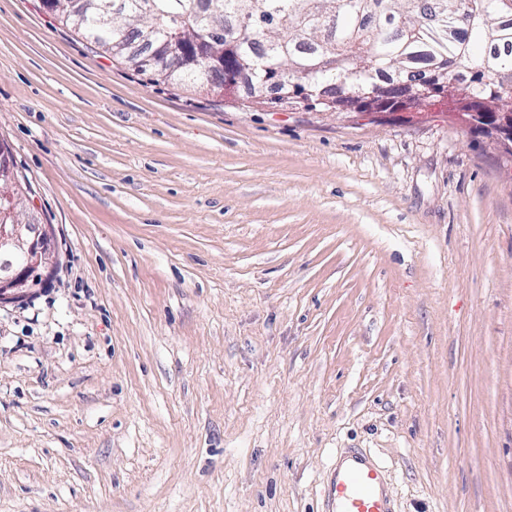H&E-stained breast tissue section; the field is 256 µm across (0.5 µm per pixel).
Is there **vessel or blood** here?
<instances>
[{"label": "vessel or blood", "mask_w": 512, "mask_h": 512, "mask_svg": "<svg viewBox=\"0 0 512 512\" xmlns=\"http://www.w3.org/2000/svg\"><path fill=\"white\" fill-rule=\"evenodd\" d=\"M326 512H395L385 471L367 453L349 448L325 489Z\"/></svg>", "instance_id": "obj_1"}]
</instances>
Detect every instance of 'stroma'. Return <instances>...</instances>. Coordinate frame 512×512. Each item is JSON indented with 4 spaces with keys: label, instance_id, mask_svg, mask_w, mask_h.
<instances>
[{
    "label": "stroma",
    "instance_id": "stroma-1",
    "mask_svg": "<svg viewBox=\"0 0 512 512\" xmlns=\"http://www.w3.org/2000/svg\"><path fill=\"white\" fill-rule=\"evenodd\" d=\"M0 141L51 225L0 306V512H512V155L439 99L243 106L0 0ZM325 512H395L385 471L359 448L336 461L325 489Z\"/></svg>",
    "mask_w": 512,
    "mask_h": 512
}]
</instances>
